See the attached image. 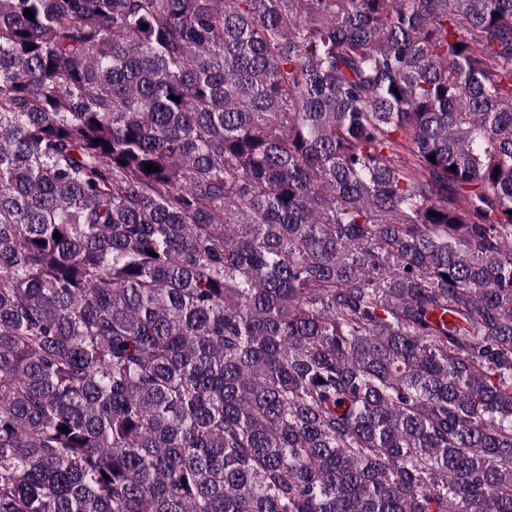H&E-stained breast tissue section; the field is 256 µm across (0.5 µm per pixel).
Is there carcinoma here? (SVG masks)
Listing matches in <instances>:
<instances>
[{
    "mask_svg": "<svg viewBox=\"0 0 512 512\" xmlns=\"http://www.w3.org/2000/svg\"><path fill=\"white\" fill-rule=\"evenodd\" d=\"M0 512H512V0H0Z\"/></svg>",
    "mask_w": 512,
    "mask_h": 512,
    "instance_id": "cac0c4a2",
    "label": "carcinoma"
}]
</instances>
